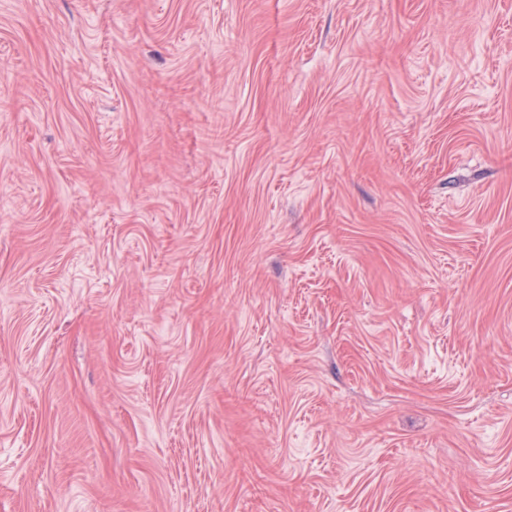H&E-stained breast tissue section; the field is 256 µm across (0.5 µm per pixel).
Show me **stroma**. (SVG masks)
Instances as JSON below:
<instances>
[{
    "label": "stroma",
    "instance_id": "obj_1",
    "mask_svg": "<svg viewBox=\"0 0 512 512\" xmlns=\"http://www.w3.org/2000/svg\"><path fill=\"white\" fill-rule=\"evenodd\" d=\"M0 512H512V0H0Z\"/></svg>",
    "mask_w": 512,
    "mask_h": 512
}]
</instances>
